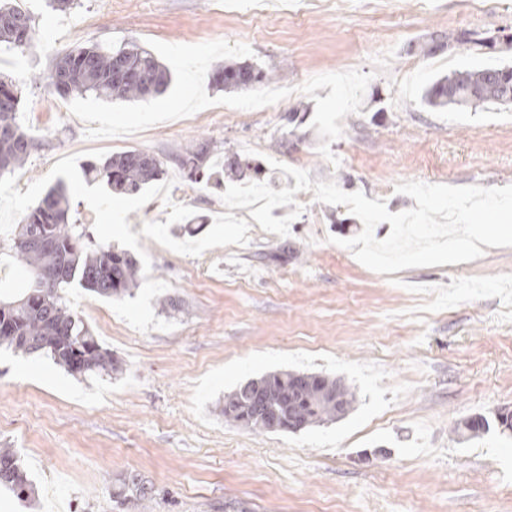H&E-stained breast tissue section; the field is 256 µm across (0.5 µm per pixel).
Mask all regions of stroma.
Returning a JSON list of instances; mask_svg holds the SVG:
<instances>
[{"mask_svg":"<svg viewBox=\"0 0 512 512\" xmlns=\"http://www.w3.org/2000/svg\"><path fill=\"white\" fill-rule=\"evenodd\" d=\"M37 47L9 52L0 76L22 91L20 120L42 114L40 144L15 170L16 187L45 176L65 146L78 165L130 149L154 154L173 202L191 222L172 238L204 236L222 207L217 187L184 200L178 155L207 141L211 165L238 155L263 168L274 190L294 187L284 167L311 181L415 207L398 183L512 185V105L431 109L421 101L436 77L469 65L512 64V52L466 44L434 56V34L512 33V0H302L298 14L251 19V0H75L67 12L49 0H19ZM102 25L75 32L91 16ZM248 45V61L288 89L267 111L214 105L144 131L86 138L84 122L50 112L44 78L64 54L92 43L119 48ZM358 69L371 74L359 112L347 115L318 151L310 122L285 113L314 99L309 78ZM303 208L287 236L252 225L245 245L198 256L141 236L167 208L145 204L127 220L168 288L152 299L169 331H137L106 299L68 289L71 309L123 365L111 376H74L43 356L0 347V447L16 449L33 484L29 497L0 488V512H512V247H490L458 264L375 273L342 247L362 222L344 205L297 193ZM279 371L341 379L356 396L344 417L301 432H263L225 422L224 397L248 380ZM481 415L491 426L472 437L461 427ZM133 473L147 496L117 508L112 486Z\"/></svg>","mask_w":512,"mask_h":512,"instance_id":"stroma-1","label":"stroma"}]
</instances>
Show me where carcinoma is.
Here are the masks:
<instances>
[{
  "label": "carcinoma",
  "mask_w": 512,
  "mask_h": 512,
  "mask_svg": "<svg viewBox=\"0 0 512 512\" xmlns=\"http://www.w3.org/2000/svg\"><path fill=\"white\" fill-rule=\"evenodd\" d=\"M36 46L31 16L16 0H0V49L26 52ZM128 75L116 72V60ZM512 78V66L472 67L441 76L424 90L422 101L433 109L500 103V82ZM269 76L247 62L226 61L212 77L221 90L251 88ZM60 94L90 93L105 100H145L166 91L171 73L147 49L136 44L114 49L98 43L62 58L47 76ZM21 90L0 78V175L28 161L37 141L18 121ZM209 148L191 145L179 164L193 184L229 178L259 177L261 167L239 157L225 170L206 166ZM163 174L152 153L131 149L85 169V177L103 181L118 194H136ZM69 195L62 183L50 187L24 216L12 238L14 257L25 266L28 285L17 297L0 300V345L23 355L45 354L72 375L120 370L112 352L102 347L68 305L66 289L77 285L107 299H120L136 287L138 260L110 244H100L80 224L68 223ZM355 401L341 380L326 375L275 372L251 379L224 396L221 413L228 423L254 431L300 432L344 416ZM0 485L23 497L31 481L13 448H0ZM148 492L135 476L117 480L112 498L119 506Z\"/></svg>",
  "instance_id": "cac0c4a2"
}]
</instances>
